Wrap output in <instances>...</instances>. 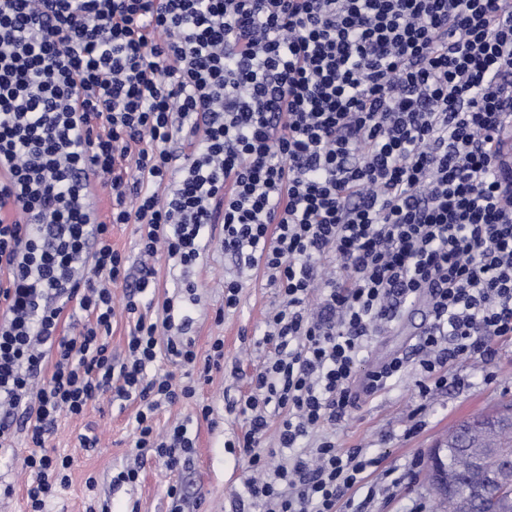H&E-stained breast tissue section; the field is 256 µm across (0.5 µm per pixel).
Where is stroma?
Segmentation results:
<instances>
[{
	"label": "stroma",
	"instance_id": "obj_1",
	"mask_svg": "<svg viewBox=\"0 0 512 512\" xmlns=\"http://www.w3.org/2000/svg\"><path fill=\"white\" fill-rule=\"evenodd\" d=\"M188 277L197 286L198 301L189 307L187 334L202 353L212 338L223 337L226 366L198 390V399L212 405L214 415L212 421L192 425L196 447L190 466L173 473L162 461L151 458L136 483L113 487L115 472L131 462L128 423L135 408L96 401L81 418H61L48 442L49 448L74 459L70 482L48 503V512H87L104 503L112 512H169L165 490L174 482L182 484L197 512H233V502L243 493L247 462L237 449L226 445L242 425L230 406L262 361V353L248 340L261 336L278 297L267 286L262 270H238L234 259L225 255L224 232L218 224L207 232L205 250ZM229 278L238 279L241 290L237 307L228 310L224 307V282ZM219 311L224 314L220 321L215 318ZM426 312V306H409L400 322L374 337L368 364L409 351L427 325ZM235 363L240 364L241 373L232 372ZM453 372L464 378V385L436 389L423 398L418 391L420 369L409 363L402 377L361 401L345 421L332 427L338 447L364 448L378 460L367 478L376 493L363 503L364 512H435L438 500L426 479L430 449L459 422L495 404L512 402V342L498 345L490 365L480 367L463 360ZM80 433L96 434V448L89 452L78 449L75 437ZM27 453L26 439L21 436L14 460L0 462V484L12 487L11 494H0V512H26L25 487L30 474L22 460ZM393 469H407L411 475L405 483L393 485L384 477L385 471ZM90 477L95 480L91 488L86 485Z\"/></svg>",
	"mask_w": 512,
	"mask_h": 512
}]
</instances>
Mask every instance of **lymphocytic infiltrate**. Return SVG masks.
Listing matches in <instances>:
<instances>
[{"label":"lymphocytic infiltrate","mask_w":512,"mask_h":512,"mask_svg":"<svg viewBox=\"0 0 512 512\" xmlns=\"http://www.w3.org/2000/svg\"><path fill=\"white\" fill-rule=\"evenodd\" d=\"M508 113L512 0H0V459L25 434L28 512L70 481L72 457L46 447L61 416L135 404L119 487L149 453L190 464L187 422L158 432L162 409L213 414L196 385L223 371V338L202 355L187 337L186 279L144 312L157 269L131 275L116 224L184 272L223 225L225 254L277 290L235 404L237 512H350L377 460L328 426L409 360L425 396L512 341V198L496 177ZM420 298L431 323L410 355L362 369ZM71 306L84 323L64 336Z\"/></svg>","instance_id":"f902f5d3"}]
</instances>
